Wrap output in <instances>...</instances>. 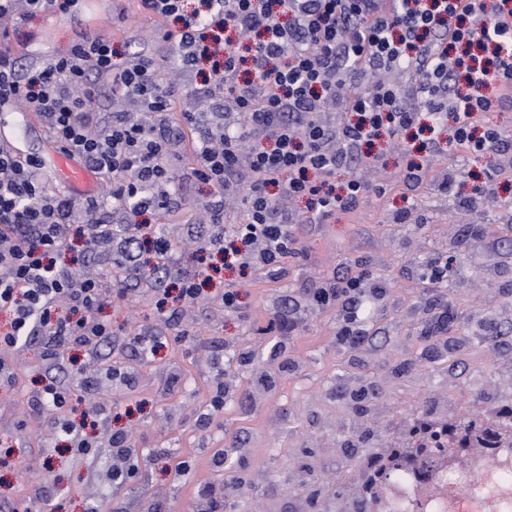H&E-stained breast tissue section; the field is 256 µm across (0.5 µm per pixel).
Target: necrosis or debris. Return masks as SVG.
Wrapping results in <instances>:
<instances>
[{"label":"necrosis or debris","mask_w":512,"mask_h":512,"mask_svg":"<svg viewBox=\"0 0 512 512\" xmlns=\"http://www.w3.org/2000/svg\"><path fill=\"white\" fill-rule=\"evenodd\" d=\"M434 469L435 487L428 491L422 472L404 465L394 492L376 490V512H512V425L495 428L477 462L463 466L442 455Z\"/></svg>","instance_id":"necrosis-or-debris-1"}]
</instances>
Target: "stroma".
<instances>
[{"label":"stroma","mask_w":512,"mask_h":512,"mask_svg":"<svg viewBox=\"0 0 512 512\" xmlns=\"http://www.w3.org/2000/svg\"><path fill=\"white\" fill-rule=\"evenodd\" d=\"M38 58L66 49L83 33L124 41H153L155 22L133 0H89L68 19L47 13L27 19ZM504 135L495 153L414 152L407 140L383 145L376 166L352 163L337 180L357 176L378 185L354 212L303 225L296 251L273 270H223L209 301L184 306L165 321L151 291V251L138 272L114 267L112 246L75 239L60 263L82 267L105 290L127 289L99 316L113 338L92 350L67 345L60 360L38 345L6 354L11 380L0 385V512H327L336 498L356 497L362 481L355 460L406 438L428 414L477 400L512 404V104L488 115ZM7 137L43 157L42 185L69 192L55 162L56 141L36 116L5 121ZM175 176L184 185L181 209L159 224L174 251L173 270L194 272L218 263L206 249L212 188L192 175L194 159L174 149ZM427 176L417 184L390 177L411 166ZM453 175V190L442 187ZM493 199L474 204L478 188ZM448 263L441 282L424 275L429 262ZM366 270L373 279L354 300L328 307L311 295L325 278ZM239 292L237 310L220 294ZM288 310V326L276 317ZM458 313L449 342L433 336L438 314ZM359 333L340 334L349 316ZM155 343L141 357L135 336ZM84 377H71V365ZM52 373L72 394L68 416L104 414L96 448L78 456L57 448V414L36 405L33 392ZM224 387V410L210 396ZM131 446L136 472L112 483L114 436Z\"/></svg>","instance_id":"stroma-1"}]
</instances>
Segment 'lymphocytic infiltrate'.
Segmentation results:
<instances>
[{
    "label": "lymphocytic infiltrate",
    "instance_id": "obj_1",
    "mask_svg": "<svg viewBox=\"0 0 512 512\" xmlns=\"http://www.w3.org/2000/svg\"><path fill=\"white\" fill-rule=\"evenodd\" d=\"M158 24L160 39L176 42L193 74L188 94L223 104L232 100L239 127L229 130L220 112H185L165 124L178 87L156 78V48L139 41L118 53L106 34L81 42L39 66H24L0 51V107L37 115L67 155L96 173L105 194L89 199L90 223L73 225L70 197L46 193L36 157L0 147V313L7 327L0 350L33 339L96 348L112 334L98 317L108 297L81 268L62 266L56 254L73 236L110 241L125 264L140 260L139 216L178 210L181 187L170 176L172 141L186 139L196 157V180L233 187L240 161L248 163L241 190L247 217L225 225L214 202L206 247L225 267L276 266L298 243L276 203L305 204L309 222L353 209L371 185L357 177L334 184L350 155L376 164L370 152L382 137L405 134L418 122L399 89L363 76L393 69L420 75L418 88L431 129L446 133L449 150L493 152L500 131L482 123L496 103L512 98V0H136ZM78 0H0V19L21 21L44 12L65 17ZM137 100L139 113L91 121L99 97ZM341 111L328 124L327 104ZM155 263V306L167 320L182 305L202 299L210 270L183 273L178 291L168 285L171 243L150 241ZM68 314H60V306ZM35 399L60 411V430L79 453L94 442L65 410L70 394L55 377L41 381Z\"/></svg>",
    "mask_w": 512,
    "mask_h": 512
}]
</instances>
